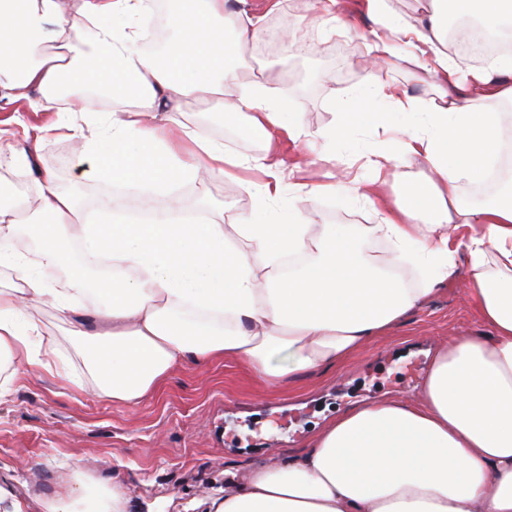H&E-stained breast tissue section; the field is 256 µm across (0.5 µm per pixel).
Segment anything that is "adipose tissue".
<instances>
[{
    "label": "adipose tissue",
    "mask_w": 512,
    "mask_h": 512,
    "mask_svg": "<svg viewBox=\"0 0 512 512\" xmlns=\"http://www.w3.org/2000/svg\"><path fill=\"white\" fill-rule=\"evenodd\" d=\"M389 2L359 0L375 24L369 55L433 78L437 98L358 88L347 109L375 100L387 138L322 132L340 176L299 183L296 199L287 181L321 156L263 82L237 79L262 16L229 0H177L164 43L149 50L140 23L157 0H0V109L52 103L69 87L119 104L59 110L50 129L74 142L75 159H96L83 195L58 188L37 147L0 137V158L26 183L20 198L0 187V398L20 370L56 371L59 343L33 342L40 304L67 326L87 373L76 386L135 406L185 362L236 361L268 385L346 363L460 278L478 328L437 344L416 393L337 417L296 458L251 465L208 512H512V183L488 173L506 151L512 48L467 58L448 45L452 14L512 37V0H431L415 24ZM88 32L94 42L80 50ZM192 96L219 97L264 151L245 156L183 125ZM284 137L300 160L277 157ZM416 160L432 173L425 189L383 200L392 169ZM216 172L253 196L250 223H225L205 181ZM466 183L481 186V205L462 195ZM302 198L362 206L374 220L288 222ZM73 477L63 512H126L121 485Z\"/></svg>",
    "instance_id": "1"
}]
</instances>
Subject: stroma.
<instances>
[{
	"label": "stroma",
	"instance_id": "stroma-1",
	"mask_svg": "<svg viewBox=\"0 0 512 512\" xmlns=\"http://www.w3.org/2000/svg\"><path fill=\"white\" fill-rule=\"evenodd\" d=\"M304 0H280L245 48L254 61L244 80L265 76L271 99L284 100L301 125L317 134L339 123L340 105L361 86L399 83L420 98L429 84L402 62L373 64L368 55L370 20L330 33L308 25ZM184 121L199 133L223 139L243 154L262 144L239 137L237 122L223 123L207 102L191 98ZM56 109L33 111L27 101L0 111V124L17 143L26 129L54 121ZM73 145L48 138L42 167L60 189L84 192L95 164L72 161ZM212 197L224 204V221L242 224L254 200L237 181L207 178ZM300 224H364L362 209L300 203ZM473 304L461 281L442 285L421 309L405 317L392 336L373 343L348 364L310 372L268 387L235 361L175 367L163 388L137 406H115L68 380L21 376L0 403V512H42L41 500L63 502L74 469L125 489L128 512H208L224 490L225 472L302 454L315 434L336 416L363 404L416 391L434 343L470 330Z\"/></svg>",
	"mask_w": 512,
	"mask_h": 512
}]
</instances>
